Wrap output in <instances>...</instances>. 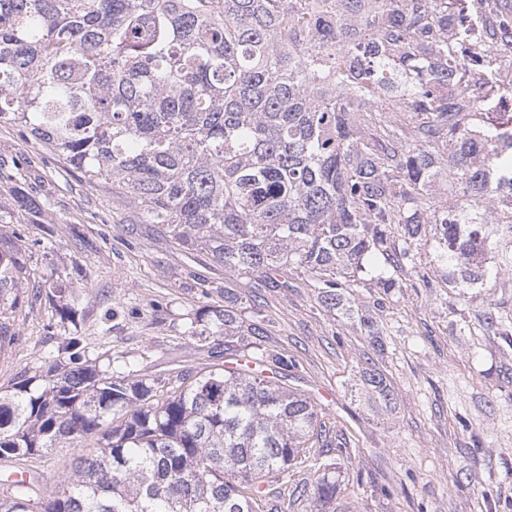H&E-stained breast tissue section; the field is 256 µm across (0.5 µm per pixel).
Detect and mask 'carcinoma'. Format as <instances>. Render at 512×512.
I'll return each mask as SVG.
<instances>
[{"instance_id": "carcinoma-1", "label": "carcinoma", "mask_w": 512, "mask_h": 512, "mask_svg": "<svg viewBox=\"0 0 512 512\" xmlns=\"http://www.w3.org/2000/svg\"><path fill=\"white\" fill-rule=\"evenodd\" d=\"M512 0H0V123L59 152L140 224L267 288L304 275L328 311L442 273L466 298L512 276ZM11 205L50 217L25 184ZM30 272L0 236V352ZM74 323L73 289H50ZM243 318L195 314L198 338ZM256 360L285 370L282 354ZM382 401L393 394L365 369ZM327 426L254 371L166 380L103 369L80 341L0 391V461L94 439L51 491L0 484V512H264ZM292 496L336 499L318 461Z\"/></svg>"}]
</instances>
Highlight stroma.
<instances>
[{"label":"stroma","instance_id":"1","mask_svg":"<svg viewBox=\"0 0 512 512\" xmlns=\"http://www.w3.org/2000/svg\"><path fill=\"white\" fill-rule=\"evenodd\" d=\"M24 176L45 204L48 224H30L7 206L10 176ZM0 230L19 236L37 287L14 314L16 336L0 353V388L34 373L49 351L79 337L87 358H111L118 371L156 376L215 363L246 368L256 348L285 354L294 368L280 384L298 388L345 439L325 449L340 473L327 512H512V349L485 320L512 319V279L460 297L446 281L406 287L390 300L355 294L383 330V350L324 310L305 277L291 288H263L164 240L123 204L93 188L83 172L17 127L0 123ZM81 290L84 316L50 326L49 287ZM256 317V336L206 341L186 336L189 314L220 307L225 290ZM386 380L391 402L365 397V364Z\"/></svg>","mask_w":512,"mask_h":512}]
</instances>
